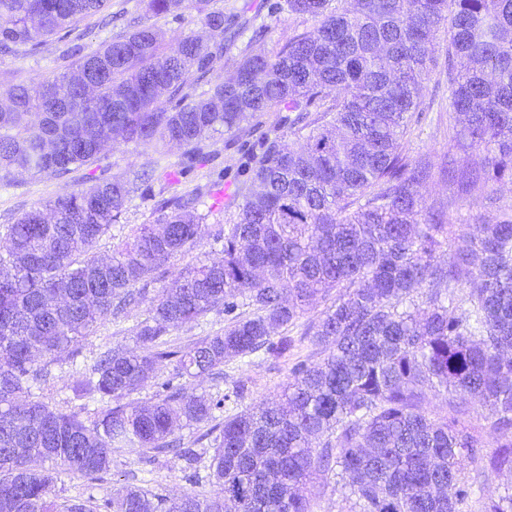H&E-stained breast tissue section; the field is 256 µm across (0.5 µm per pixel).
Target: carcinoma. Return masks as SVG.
Here are the masks:
<instances>
[{"label": "carcinoma", "instance_id": "1", "mask_svg": "<svg viewBox=\"0 0 512 512\" xmlns=\"http://www.w3.org/2000/svg\"><path fill=\"white\" fill-rule=\"evenodd\" d=\"M336 2L330 7V2ZM211 0H146L145 14L94 51L71 42L55 73L0 97V181L13 173L65 176L114 137L177 144L191 169L211 134L248 131L266 112H288L295 147L266 140L252 158L260 192H242L219 229L223 259L182 270L149 298L166 264L198 246L212 211L200 186L161 200L101 259L96 247L133 192L95 182L23 212L0 230V512H95L94 499L58 496L55 473L107 472L112 451L172 448L188 468L176 496L131 487L112 512H314L321 474L348 489L347 512H466L475 495L466 464L512 473V213L459 235L420 188L436 177L461 194L512 177V0H287L317 22L275 54L244 51L238 82L214 83L224 58V12ZM192 7L209 38L165 43L148 18ZM111 0H0V55L73 32L80 19L112 23ZM446 42L448 109L456 139L488 165L435 169L400 151L435 48ZM468 292L463 294L461 289ZM148 316L136 351L108 349L77 372L79 397L109 404L84 420L51 410L32 389L99 323L139 302ZM301 340L284 402L219 418L246 384L213 396L170 381L154 401L130 396L163 363L191 381L231 359L288 356L291 328L318 304ZM224 309V329L177 350L169 333ZM448 410L429 415L425 392ZM460 396L487 407L476 426ZM208 425L197 451L174 423ZM495 451L485 456V431ZM210 490L203 491V483ZM512 512V493L481 502Z\"/></svg>", "mask_w": 512, "mask_h": 512}]
</instances>
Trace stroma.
<instances>
[{
  "instance_id": "stroma-1",
  "label": "stroma",
  "mask_w": 512,
  "mask_h": 512,
  "mask_svg": "<svg viewBox=\"0 0 512 512\" xmlns=\"http://www.w3.org/2000/svg\"><path fill=\"white\" fill-rule=\"evenodd\" d=\"M211 6L223 11L229 23L239 25L250 18L253 12H260L269 26L268 34L259 42L249 43L247 37L243 36L235 44L225 47L224 60L214 65L212 79L216 82L224 81L232 74L230 60L245 47H252L256 51L262 49L271 54L294 34L315 26L314 20L289 15L285 0H212ZM63 47L59 37L54 36L34 52L17 57H0V89L52 75ZM436 56L438 64L423 92V115L421 119L411 122L402 140V151L413 158L428 156L437 166L451 159L461 164L484 163V154L463 149L458 141L448 135V76L443 61L445 53L440 50ZM287 136L288 128L282 113L268 112L249 132L218 134L204 143L203 163L184 171L180 178V188L186 191L199 184L208 185L209 194L217 205L205 226L200 246L171 261L169 278H176L178 272L186 266L222 259L221 247L215 244L213 234L217 225L235 216L240 201L239 190L251 184L250 162L253 155L258 152L263 139H284ZM181 161L182 151L175 146L122 142L106 147L93 163L64 177L29 174L16 176L11 185H0V226L13 223L23 211L58 195L88 188L92 179L115 176L130 179L145 167L155 168L152 185L140 188L132 195L119 223L112 225L108 234L99 241L98 254H110L113 238L125 236L136 225L154 221L157 201L172 193L166 173L179 168ZM490 190L494 198L489 201L480 195H459L447 180L441 178L434 179L422 188L427 202L445 205L449 222L456 224L461 234L475 232L477 224L495 222L505 211H512L511 179L506 178L491 185ZM146 315L147 306L142 303L128 310L120 321H109L95 327L79 342L75 354L62 355L59 363L53 365L49 382L36 391L38 399L53 409L81 412L84 401L70 389L77 370L105 349H136L132 329ZM292 366L291 359L264 355L255 356L247 365L233 359L226 362L224 375L206 376L197 381L196 387L201 392L221 395L231 390L234 379H243L248 383L243 403L254 405L280 394ZM184 466V461L172 459L166 454L158 455L156 460L151 461L143 457L138 449L124 448L113 453L111 469L101 479L92 480L60 472L56 475L55 488L60 497L91 496L100 503L130 486L173 496L187 487Z\"/></svg>"
}]
</instances>
